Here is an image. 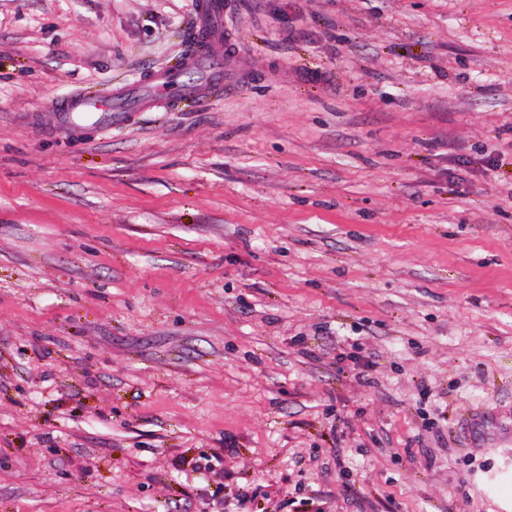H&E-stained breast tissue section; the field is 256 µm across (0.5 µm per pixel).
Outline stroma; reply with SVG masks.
Segmentation results:
<instances>
[{
  "label": "stroma",
  "mask_w": 512,
  "mask_h": 512,
  "mask_svg": "<svg viewBox=\"0 0 512 512\" xmlns=\"http://www.w3.org/2000/svg\"><path fill=\"white\" fill-rule=\"evenodd\" d=\"M0 0V512H512V0ZM198 14L200 15V26L197 30L199 40L205 38L210 32L215 39V25L224 20V1L223 0H199ZM184 68L201 71L210 85L218 83L222 79V59L212 53L189 55L184 61ZM179 73L167 71L156 74L138 101H130L119 95L112 99V93L107 100H100L92 97L91 92L85 90L70 100L65 106V112L89 116L96 120L101 119L106 122L105 127H108L112 125V121L122 122L127 113L133 112L139 105L146 110L157 109L160 107L159 104L169 100L170 96L189 101V106L192 108L201 106L204 99L199 96L200 86L183 84L178 78Z\"/></svg>",
  "instance_id": "obj_1"
}]
</instances>
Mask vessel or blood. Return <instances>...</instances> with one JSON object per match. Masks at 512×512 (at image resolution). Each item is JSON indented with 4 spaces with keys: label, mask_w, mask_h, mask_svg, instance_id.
<instances>
[{
    "label": "vessel or blood",
    "mask_w": 512,
    "mask_h": 512,
    "mask_svg": "<svg viewBox=\"0 0 512 512\" xmlns=\"http://www.w3.org/2000/svg\"><path fill=\"white\" fill-rule=\"evenodd\" d=\"M198 13L200 26L197 32L198 38H205L208 33L214 32L216 24L224 19V0H199ZM185 68L202 72L208 83H218L222 78L223 63L219 56L207 53H194L186 57ZM180 98L188 101L190 107L196 108L202 105L203 99L200 88L196 85L183 84L177 72L167 71L156 74L142 94L139 101L133 102L121 96H114L107 100H100L84 91L74 96L67 104V111L81 116H89L103 121H123L128 112L136 107L145 109L158 108L159 104L169 98Z\"/></svg>",
    "instance_id": "obj_1"
}]
</instances>
